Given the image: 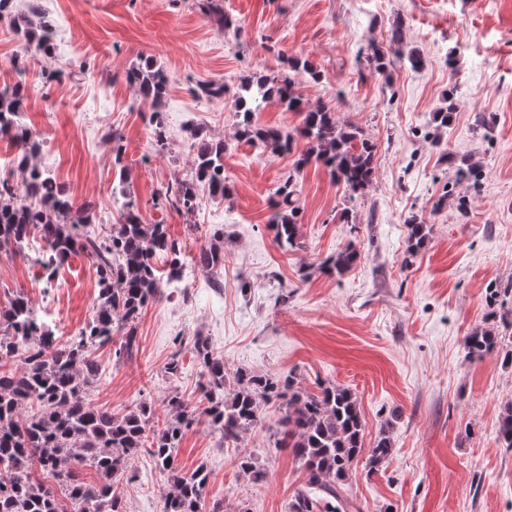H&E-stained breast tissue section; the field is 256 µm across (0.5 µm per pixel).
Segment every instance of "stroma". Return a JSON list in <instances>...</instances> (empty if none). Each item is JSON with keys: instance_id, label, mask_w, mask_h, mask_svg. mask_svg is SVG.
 I'll list each match as a JSON object with an SVG mask.
<instances>
[{"instance_id": "obj_1", "label": "stroma", "mask_w": 512, "mask_h": 512, "mask_svg": "<svg viewBox=\"0 0 512 512\" xmlns=\"http://www.w3.org/2000/svg\"><path fill=\"white\" fill-rule=\"evenodd\" d=\"M198 2L41 0L54 52L28 60L22 74L13 66L21 43L0 21V87L20 80L30 87L23 122L44 139L41 155L57 181L77 202L92 203L96 227L119 218L112 189L124 165L143 223L166 225L187 255L199 250L188 225L222 233L223 264L165 288L136 323L132 357L118 362L112 346L97 349L94 402L123 414L146 400L161 418L172 391L195 399L199 366L179 343L204 336L227 373L247 368L293 376L310 393L329 383L354 393L365 448L383 430L393 444L378 470L363 456L353 467L348 494L360 512H512V448L497 438L512 403V363L501 351L473 360L464 351L476 327L512 334V294L496 316L486 304L490 283L512 282V0H224L228 29ZM397 25L404 53L419 54L422 66L401 58L377 74L367 48L388 47ZM144 56L170 76L161 153L150 104L125 80ZM291 58L309 60L321 74L301 79L305 100L331 106L377 146L374 180L355 196L323 167L293 174V156L236 135L233 94L243 79L287 71ZM84 65L99 79L85 78ZM50 71L63 77L46 88L42 76ZM212 80L223 83L224 97L198 98L197 84ZM449 89L456 112L439 128L433 113ZM195 127L226 145L229 197L199 188L189 216L153 207L161 185L189 173ZM112 129L123 136L119 166ZM470 166L483 172L474 188L456 175ZM291 174L301 223L286 253L267 224L272 194ZM344 208L351 223L336 217ZM413 214L430 228L414 256L405 226ZM350 243L360 252L357 266L340 277L321 273V261ZM19 291L64 341L93 314L96 270L85 255H72L49 282L13 245L1 244L0 307ZM176 351L182 368L173 376L166 367ZM278 416L266 406L239 450L207 428L188 432L179 467L205 464L207 498L221 500L225 512H288L303 472L271 446ZM243 450L264 471L262 481L238 469ZM131 468L135 479L120 485L125 512H161L166 476L144 451Z\"/></svg>"}]
</instances>
